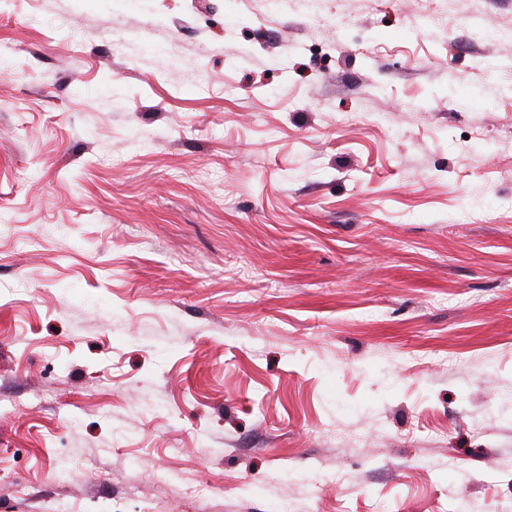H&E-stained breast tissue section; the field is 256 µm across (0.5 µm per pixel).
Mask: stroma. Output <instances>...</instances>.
<instances>
[{
	"label": "stroma",
	"mask_w": 512,
	"mask_h": 512,
	"mask_svg": "<svg viewBox=\"0 0 512 512\" xmlns=\"http://www.w3.org/2000/svg\"><path fill=\"white\" fill-rule=\"evenodd\" d=\"M242 7L0 0V512H512V0Z\"/></svg>",
	"instance_id": "1"
}]
</instances>
